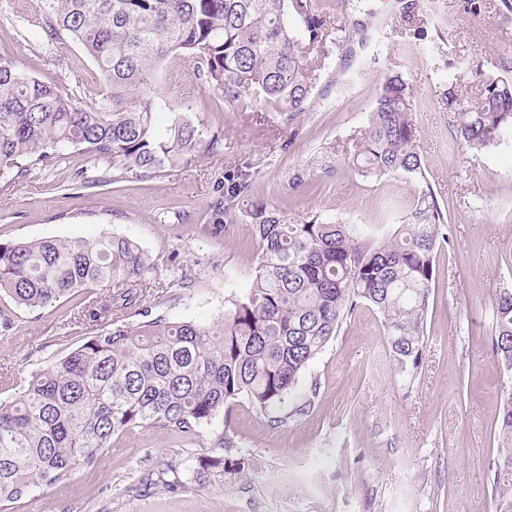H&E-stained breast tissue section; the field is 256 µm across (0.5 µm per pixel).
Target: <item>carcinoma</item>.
<instances>
[{
	"label": "carcinoma",
	"mask_w": 512,
	"mask_h": 512,
	"mask_svg": "<svg viewBox=\"0 0 512 512\" xmlns=\"http://www.w3.org/2000/svg\"><path fill=\"white\" fill-rule=\"evenodd\" d=\"M325 23L317 0H51L43 46L62 64L69 45H79L103 92L80 105L0 55V179L52 166L68 147L141 177L202 149L217 152L223 138L163 95L159 65L171 54L226 104L246 110L258 100L291 116L304 112L318 79L309 55L320 51ZM448 85L461 146L482 150L512 135L511 78L486 77L473 102L456 97L453 78ZM413 99L400 74L386 78L353 158L366 175L423 177ZM248 188L243 171L224 175L225 197ZM250 218L258 236L252 285L216 327L142 309L154 262L127 237L0 242V293L30 309L83 294L79 323L90 328L78 348L30 374L18 398L0 401V512L34 488L93 468L113 439L136 427L186 437L221 414L224 433L198 456V482L243 472L248 460L233 454L230 437L234 409L246 401L272 423L288 418L273 412L363 306L383 315L395 365L418 369L437 258L449 244L432 192L421 193L410 222L388 237L318 213L292 221L264 202ZM134 312L141 319L126 321ZM493 329L497 361L512 375V291L496 297ZM499 454L512 487V448ZM180 467L171 460L157 482L181 486L166 479Z\"/></svg>",
	"instance_id": "cac0c4a2"
}]
</instances>
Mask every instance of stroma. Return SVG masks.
Instances as JSON below:
<instances>
[{"label": "stroma", "instance_id": "35a3bbf8", "mask_svg": "<svg viewBox=\"0 0 512 512\" xmlns=\"http://www.w3.org/2000/svg\"><path fill=\"white\" fill-rule=\"evenodd\" d=\"M329 35L306 112L290 117L225 104L201 91L192 66L168 57L167 98L190 105L192 118L221 132L224 149L139 177L75 148L65 159L16 183L0 182V241L94 239L118 234L151 255L160 278L183 274L185 288H153V315L204 325L223 321L247 293L257 264L249 210L262 200L298 219L318 212L377 235L407 223L422 191L446 216L442 251L424 322L415 376L393 364L382 314L370 307L343 323L283 406L280 426L251 408L233 417L234 441L251 467L198 484L196 458L224 429L216 417L196 435L139 427L119 437L95 468L54 487L32 489L12 512H500V448L512 445L500 418L512 378L493 353L492 307L512 290V142L479 153L456 141L444 98V74L459 97L479 96L484 75L512 61V0H318ZM48 0H0V55L30 75L90 104L102 88L76 46L58 65L31 29ZM401 73L416 95L413 121L423 178L361 176L352 164L357 139L382 85ZM243 170L250 190L224 197V175ZM99 186L84 185V177ZM227 216L214 228L211 214ZM78 297L32 310L0 297L15 328L0 335V399L19 383L79 347ZM183 464L181 489L142 490L148 472Z\"/></svg>", "mask_w": 512, "mask_h": 512}]
</instances>
